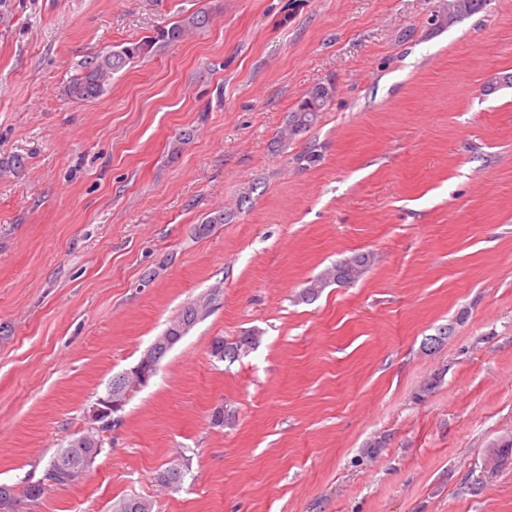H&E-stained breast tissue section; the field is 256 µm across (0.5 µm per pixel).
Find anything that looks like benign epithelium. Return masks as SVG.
Returning a JSON list of instances; mask_svg holds the SVG:
<instances>
[{
  "label": "benign epithelium",
  "mask_w": 512,
  "mask_h": 512,
  "mask_svg": "<svg viewBox=\"0 0 512 512\" xmlns=\"http://www.w3.org/2000/svg\"><path fill=\"white\" fill-rule=\"evenodd\" d=\"M180 340L181 337L172 336L167 331L156 337L137 364L119 374L106 391L98 397L88 412L90 428L74 437V443L81 448L99 446V442L92 433V428L96 427L98 422L121 411L130 393L149 382L161 357Z\"/></svg>",
  "instance_id": "obj_1"
}]
</instances>
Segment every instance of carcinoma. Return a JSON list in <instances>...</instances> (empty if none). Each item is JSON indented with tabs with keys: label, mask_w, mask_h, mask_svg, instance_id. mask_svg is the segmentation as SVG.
I'll return each mask as SVG.
<instances>
[{
	"label": "carcinoma",
	"mask_w": 512,
	"mask_h": 512,
	"mask_svg": "<svg viewBox=\"0 0 512 512\" xmlns=\"http://www.w3.org/2000/svg\"><path fill=\"white\" fill-rule=\"evenodd\" d=\"M213 20L212 14L207 10H197L185 15L166 29H161L153 36H148L136 42H127L110 48L98 55L84 61L82 70L73 78L68 86L67 93L70 97L83 101H91L100 98L107 90L113 75L122 71L126 66L138 61L152 52L155 45H169L179 42L185 34L207 28ZM331 99V88L326 85L316 86L305 98L299 101L289 111L288 119L278 131V141L282 146L288 145L298 135L308 131L314 126L320 113L328 105ZM372 262V257L367 254H358L344 258L333 266L325 269L316 277L308 281L303 290V297L312 299L330 283L348 285L363 274L366 267ZM209 305L208 300H197L184 306L180 313L170 322L169 327L181 320L192 322L197 316H201ZM260 340L256 332H249L228 340L222 336L213 340V344L224 346V360L236 361L247 350L255 347ZM73 454V458H80L86 452L85 448H74L72 444L62 448L49 461L44 473V480H52L59 486L70 485L80 478V475H70L61 469L65 462L61 460L64 452ZM185 472L177 467H170L158 475V482L164 486L179 487L182 485ZM126 504L123 512H153L151 500L143 497H126L112 504L116 508Z\"/></svg>",
	"instance_id": "1"
}]
</instances>
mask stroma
Wrapping results in <instances>:
<instances>
[{
  "label": "stroma",
  "instance_id": "35a3bbf8",
  "mask_svg": "<svg viewBox=\"0 0 512 512\" xmlns=\"http://www.w3.org/2000/svg\"><path fill=\"white\" fill-rule=\"evenodd\" d=\"M447 3L0 0V159H25L0 175V483L42 478L211 299L83 478L18 512H512V459L484 470L512 439V0L450 26ZM199 9L207 29L98 100L65 95L89 57ZM321 83L318 124L280 147ZM356 253L358 281L301 299ZM185 336V335H184ZM184 336H171L168 331L157 336L152 344L145 350L136 365L125 370L117 376L106 391L98 397L88 412L90 426L78 436L74 437L72 444L68 442L67 447L61 448L49 461L45 470L43 481L52 480L53 485H70L80 478V474L70 475L59 469L58 465L65 467V463L71 459L81 458L89 448L99 447L100 443L92 433V428L97 422L112 417L125 406L130 393L137 388L145 386L155 373L161 357L171 350ZM73 444L79 447L72 448ZM70 451L72 458L67 457L66 462L61 460L63 452ZM260 337L254 331L238 336L233 340L224 339V337L220 336L213 340L212 346L222 344L224 351L219 347H211V353L214 356H224V359L220 361H229L231 363L245 354L244 352L248 349H254L259 343Z\"/></svg>",
  "mask_w": 512,
  "mask_h": 512
}]
</instances>
